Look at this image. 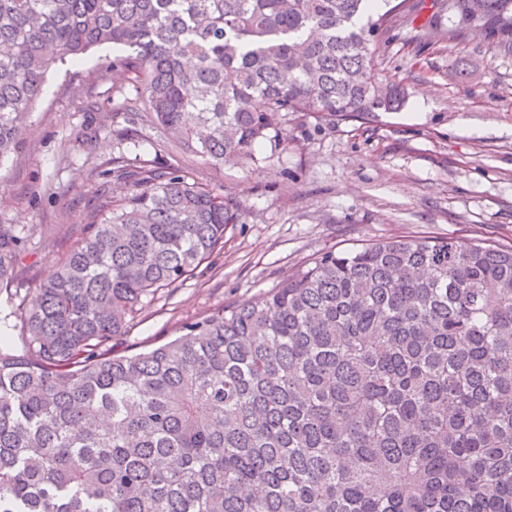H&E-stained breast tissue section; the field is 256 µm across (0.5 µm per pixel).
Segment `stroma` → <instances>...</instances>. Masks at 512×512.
<instances>
[{
    "label": "stroma",
    "instance_id": "obj_1",
    "mask_svg": "<svg viewBox=\"0 0 512 512\" xmlns=\"http://www.w3.org/2000/svg\"><path fill=\"white\" fill-rule=\"evenodd\" d=\"M434 0L378 37L374 62L409 96L397 112L316 129L289 119L288 147L256 146L255 169H215L159 128L118 113L105 45L48 74L20 153L0 165V225L22 234L12 280L0 286V340L22 351L21 313L82 239L98 206L100 173L181 167L235 197L243 223L223 250L176 288L147 297L122 341L136 353L178 336L183 323L251 300L312 258L400 237H453L512 245V55L468 35L426 37ZM98 135L73 144L82 127Z\"/></svg>",
    "mask_w": 512,
    "mask_h": 512
}]
</instances>
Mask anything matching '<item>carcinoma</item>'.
<instances>
[{
    "label": "carcinoma",
    "instance_id": "1",
    "mask_svg": "<svg viewBox=\"0 0 512 512\" xmlns=\"http://www.w3.org/2000/svg\"><path fill=\"white\" fill-rule=\"evenodd\" d=\"M0 0V162L50 70L112 71L214 168L286 147L288 116L372 120L407 100L375 39L414 0ZM512 54V0H449ZM0 349V512H512V246L396 239L325 252L277 287L118 354L143 299L243 219L179 167L129 169ZM21 238L0 227V283Z\"/></svg>",
    "mask_w": 512,
    "mask_h": 512
}]
</instances>
